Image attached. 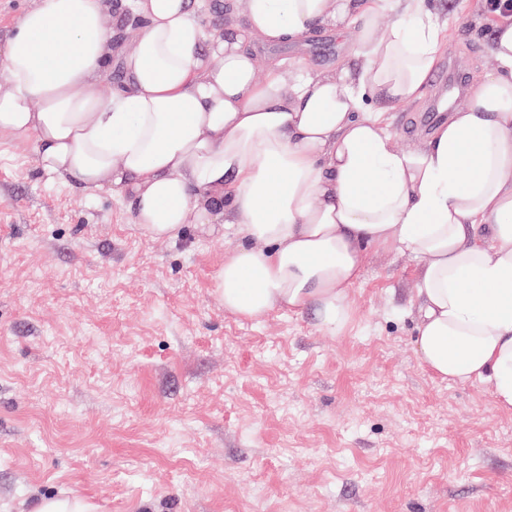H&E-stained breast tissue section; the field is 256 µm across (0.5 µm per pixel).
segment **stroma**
<instances>
[{"instance_id":"35a3bbf8","label":"stroma","mask_w":512,"mask_h":512,"mask_svg":"<svg viewBox=\"0 0 512 512\" xmlns=\"http://www.w3.org/2000/svg\"><path fill=\"white\" fill-rule=\"evenodd\" d=\"M438 67L466 73L449 109L499 68L506 17L487 0H425ZM109 0L112 49L132 48ZM352 34L317 27L261 55L309 73L353 66ZM439 91L385 113L397 148ZM234 229L156 240L117 195L44 173L0 133V512L76 495L95 512H512V410L484 383L424 367L419 262L371 250L351 320L225 311L215 275Z\"/></svg>"}]
</instances>
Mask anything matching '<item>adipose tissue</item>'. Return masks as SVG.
Instances as JSON below:
<instances>
[{"mask_svg": "<svg viewBox=\"0 0 512 512\" xmlns=\"http://www.w3.org/2000/svg\"><path fill=\"white\" fill-rule=\"evenodd\" d=\"M131 2L143 26L118 54L107 0L29 9L0 41V132L31 141L42 171L119 195L152 237L223 213L241 242L216 288L238 316L312 309L342 333L368 249L414 256L422 364L512 410V24L474 104L399 149L367 102L422 97L441 27L419 0L384 34L378 0H248L242 26L211 36L199 0ZM321 26L355 30L356 68L289 84L282 62L260 65L258 47Z\"/></svg>", "mask_w": 512, "mask_h": 512, "instance_id": "ef3b65f1", "label": "adipose tissue"}]
</instances>
